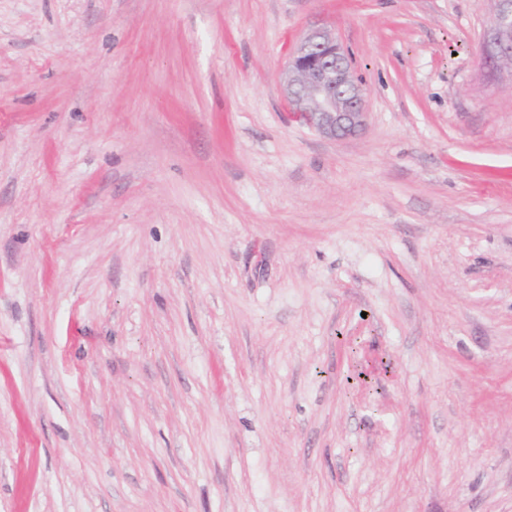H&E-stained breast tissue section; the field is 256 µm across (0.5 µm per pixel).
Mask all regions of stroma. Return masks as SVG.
<instances>
[{"label":"stroma","instance_id":"35a3bbf8","mask_svg":"<svg viewBox=\"0 0 512 512\" xmlns=\"http://www.w3.org/2000/svg\"><path fill=\"white\" fill-rule=\"evenodd\" d=\"M493 8L0 0V512H512ZM317 24L344 141L280 86ZM282 82L292 112L322 137L345 140L366 125V92L332 30L317 27L303 37Z\"/></svg>","mask_w":512,"mask_h":512}]
</instances>
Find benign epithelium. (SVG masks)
<instances>
[{
    "mask_svg": "<svg viewBox=\"0 0 512 512\" xmlns=\"http://www.w3.org/2000/svg\"><path fill=\"white\" fill-rule=\"evenodd\" d=\"M480 55L493 73L512 58V0H494ZM282 82L292 112L322 137L345 140L366 125V92L332 30L317 27L303 37Z\"/></svg>",
    "mask_w": 512,
    "mask_h": 512,
    "instance_id": "7a95c632",
    "label": "benign epithelium"
}]
</instances>
